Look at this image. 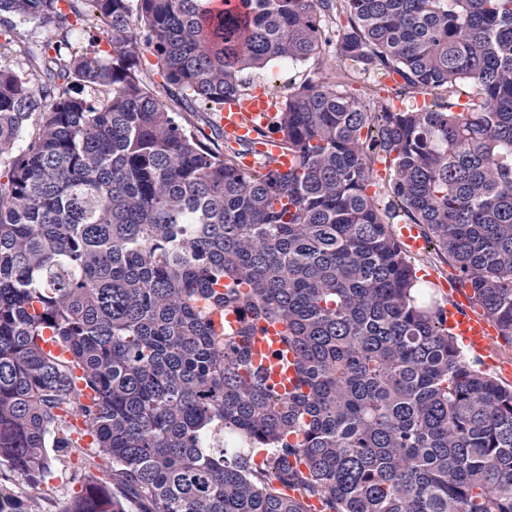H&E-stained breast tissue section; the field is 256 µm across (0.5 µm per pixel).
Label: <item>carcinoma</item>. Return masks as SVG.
Masks as SVG:
<instances>
[{"mask_svg": "<svg viewBox=\"0 0 512 512\" xmlns=\"http://www.w3.org/2000/svg\"><path fill=\"white\" fill-rule=\"evenodd\" d=\"M89 16L104 47L62 53ZM16 18L55 34L23 50L40 85L0 65V466L53 478L78 414L112 469L65 512H512V388L411 297L389 227L426 225L512 344V0H0ZM333 44L430 102L301 86L276 116L286 174L241 169L250 145L184 124L138 62L219 112L244 74ZM261 321L294 354L287 395L251 366ZM0 512L32 510L0 483Z\"/></svg>", "mask_w": 512, "mask_h": 512, "instance_id": "cac0c4a2", "label": "carcinoma"}]
</instances>
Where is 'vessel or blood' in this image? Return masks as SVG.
<instances>
[{"label": "vessel or blood", "instance_id": "vessel-or-blood-1", "mask_svg": "<svg viewBox=\"0 0 512 512\" xmlns=\"http://www.w3.org/2000/svg\"><path fill=\"white\" fill-rule=\"evenodd\" d=\"M276 105L263 92L236 95L225 100L220 113V125L228 139L255 141L257 152L266 156L271 169L285 173L292 167L295 156L285 149L279 134L272 132ZM394 236L404 253L417 255L425 252L429 241L419 226L400 224ZM446 325L474 354L480 355L503 378L512 377V363L502 360L493 348L498 330L484 313L476 310L466 297H457L445 309ZM254 366L260 367L278 392L291 390L296 382V372L291 364L293 356L275 330L258 334L252 344Z\"/></svg>", "mask_w": 512, "mask_h": 512}]
</instances>
